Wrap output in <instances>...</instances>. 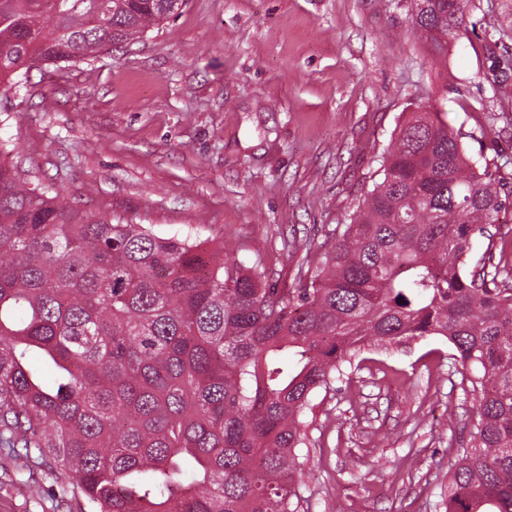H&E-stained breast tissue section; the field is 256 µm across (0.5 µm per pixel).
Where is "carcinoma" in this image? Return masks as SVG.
I'll return each instance as SVG.
<instances>
[{"instance_id":"1","label":"carcinoma","mask_w":512,"mask_h":512,"mask_svg":"<svg viewBox=\"0 0 512 512\" xmlns=\"http://www.w3.org/2000/svg\"><path fill=\"white\" fill-rule=\"evenodd\" d=\"M409 2L448 57L467 0ZM173 17L170 0H0V87ZM381 168L290 288L224 235L96 215L0 165V447L62 470L89 512H300L297 450L338 365L441 336L479 393L446 512H512V264L469 269L509 193L445 112L409 113Z\"/></svg>"}]
</instances>
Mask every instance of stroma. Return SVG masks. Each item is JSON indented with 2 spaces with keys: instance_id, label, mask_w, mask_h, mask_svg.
<instances>
[{
  "instance_id": "obj_1",
  "label": "stroma",
  "mask_w": 512,
  "mask_h": 512,
  "mask_svg": "<svg viewBox=\"0 0 512 512\" xmlns=\"http://www.w3.org/2000/svg\"><path fill=\"white\" fill-rule=\"evenodd\" d=\"M408 5L188 0L135 43L0 89V163L95 213L228 233L294 282L381 180L405 113L447 112L512 186V0H471L444 63L412 34ZM313 405L304 512H445L475 412L445 338L361 351ZM62 480L0 447V512H83Z\"/></svg>"
}]
</instances>
